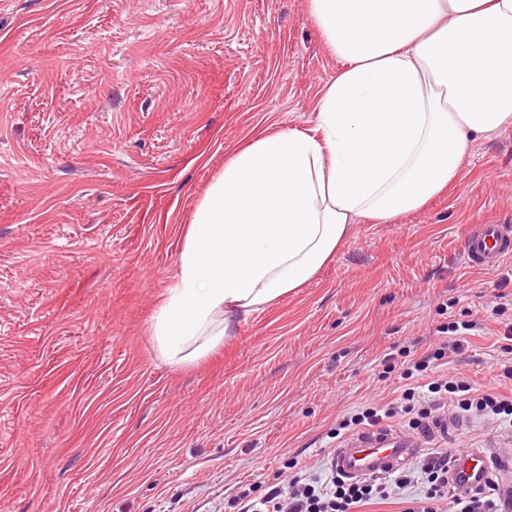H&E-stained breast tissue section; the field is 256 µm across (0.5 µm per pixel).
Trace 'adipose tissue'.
<instances>
[{"label":"adipose tissue","mask_w":512,"mask_h":512,"mask_svg":"<svg viewBox=\"0 0 512 512\" xmlns=\"http://www.w3.org/2000/svg\"><path fill=\"white\" fill-rule=\"evenodd\" d=\"M343 67L316 126L233 150L199 200L151 324L185 366L303 287L353 224L421 210L474 138L512 126V0H307Z\"/></svg>","instance_id":"ef3b65f1"}]
</instances>
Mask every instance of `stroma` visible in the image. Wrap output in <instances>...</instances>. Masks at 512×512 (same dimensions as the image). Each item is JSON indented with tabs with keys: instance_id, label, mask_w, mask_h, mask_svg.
Instances as JSON below:
<instances>
[{
	"instance_id": "stroma-1",
	"label": "stroma",
	"mask_w": 512,
	"mask_h": 512,
	"mask_svg": "<svg viewBox=\"0 0 512 512\" xmlns=\"http://www.w3.org/2000/svg\"><path fill=\"white\" fill-rule=\"evenodd\" d=\"M341 64L307 0H0V512H231L326 478L336 420L403 385L383 357L484 327L448 376L501 371L487 318L512 259L460 258L512 223V126L474 140L417 213L356 224L303 288L187 366L151 324L233 148L312 129ZM465 263L476 269L499 267L512 258L511 224H478L462 242Z\"/></svg>"
}]
</instances>
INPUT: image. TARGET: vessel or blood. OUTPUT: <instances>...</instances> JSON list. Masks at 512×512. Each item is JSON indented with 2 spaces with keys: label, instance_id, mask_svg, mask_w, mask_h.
Segmentation results:
<instances>
[{
  "label": "vessel or blood",
  "instance_id": "vessel-or-blood-1",
  "mask_svg": "<svg viewBox=\"0 0 512 512\" xmlns=\"http://www.w3.org/2000/svg\"><path fill=\"white\" fill-rule=\"evenodd\" d=\"M461 254L470 267H499L512 258V225H476L463 240ZM464 427V421L443 414L417 431L396 426L364 429L338 443L330 466L353 481L384 477L415 459L428 443L445 444ZM448 484L459 494L491 487L501 498L512 497V450L458 449L448 461Z\"/></svg>",
  "mask_w": 512,
  "mask_h": 512
}]
</instances>
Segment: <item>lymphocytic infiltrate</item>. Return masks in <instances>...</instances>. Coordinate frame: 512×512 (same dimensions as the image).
Wrapping results in <instances>:
<instances>
[{
    "instance_id": "obj_1",
    "label": "lymphocytic infiltrate",
    "mask_w": 512,
    "mask_h": 512,
    "mask_svg": "<svg viewBox=\"0 0 512 512\" xmlns=\"http://www.w3.org/2000/svg\"><path fill=\"white\" fill-rule=\"evenodd\" d=\"M477 319L449 321L447 340L436 343L429 353L411 362L401 374L410 379L414 373H427L419 388L404 389L400 397L379 406L368 404L343 416L338 430L375 426L392 419L407 420L411 428H419L423 419L452 404L455 412L472 415L499 427L512 429V359L501 367L497 387L480 390L463 379L438 375L437 369L448 354L462 353L465 335L480 329ZM450 449L436 450L420 467L425 490L421 497L411 499L403 512H512L498 497L477 492L467 497L448 495V459ZM411 482L410 475L399 473L362 482H349L338 475L325 480L294 476L286 485L277 486L265 495L252 498L241 494L236 498L237 512H357L370 502L388 500L398 495Z\"/></svg>"
}]
</instances>
